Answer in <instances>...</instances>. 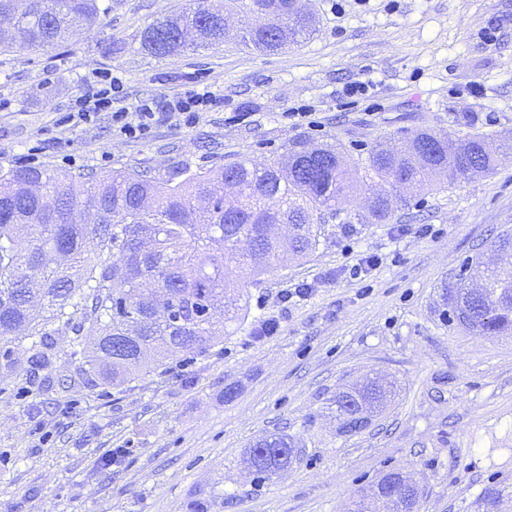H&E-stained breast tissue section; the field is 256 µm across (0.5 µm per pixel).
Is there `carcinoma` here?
<instances>
[{
  "instance_id": "1",
  "label": "carcinoma",
  "mask_w": 512,
  "mask_h": 512,
  "mask_svg": "<svg viewBox=\"0 0 512 512\" xmlns=\"http://www.w3.org/2000/svg\"><path fill=\"white\" fill-rule=\"evenodd\" d=\"M265 8L266 27L250 26L245 44L282 51L310 35L308 0H212L150 22L141 47L156 57L224 42L228 18ZM98 0H0V16L12 31L0 33V49L48 48L97 22ZM192 30L198 42L180 39ZM501 147L482 133L453 140L416 130L349 161L334 144L292 141L279 161L257 168L244 160L202 170L171 185L130 168L99 175L93 170L56 175L29 166L0 169V358L17 363L15 346L31 340L30 365L47 368L60 347L82 346L80 374L86 384L118 387L126 380L195 356L219 342L214 316L243 320L242 289L233 269L248 264L256 274L282 259L301 257L319 245V225L347 211L357 182L372 194L359 215L365 224H388L410 207L408 185L437 189L451 181L493 172ZM232 179L236 193L220 186ZM289 225L288 239L272 236ZM249 243L242 253L237 245ZM443 289L448 321L475 335L512 332V265L465 266ZM386 398L372 382L336 394L338 433H359ZM294 440L281 433L258 437L248 451L255 477L270 480L294 458ZM411 504L382 500L379 512H419Z\"/></svg>"
}]
</instances>
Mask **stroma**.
<instances>
[{"instance_id": "1", "label": "stroma", "mask_w": 512, "mask_h": 512, "mask_svg": "<svg viewBox=\"0 0 512 512\" xmlns=\"http://www.w3.org/2000/svg\"><path fill=\"white\" fill-rule=\"evenodd\" d=\"M314 31L277 53L223 45L157 58L140 33L194 0H101L105 11L61 46L0 54V167L64 174L116 167L176 183L244 156L262 167L293 140L356 155L398 133L512 138V0H312ZM125 107L199 81L214 103L192 127L159 123L125 138L108 114L58 126L98 72ZM431 234H420L421 225ZM512 232V154L482 178L418 194L389 224L328 220L306 257L259 277L240 271L249 313L188 365L110 393L88 388L80 348L30 373L26 346L0 370V512H349L385 473L421 491L420 512H512V335L479 336L443 320L441 289ZM380 267L354 278L360 255ZM310 293L283 301L284 289ZM277 324L256 336L264 321ZM395 396L361 433L336 432L331 400L365 379ZM234 398H226L227 390ZM297 442L273 481L249 475L266 433ZM493 488L498 496L485 505Z\"/></svg>"}]
</instances>
